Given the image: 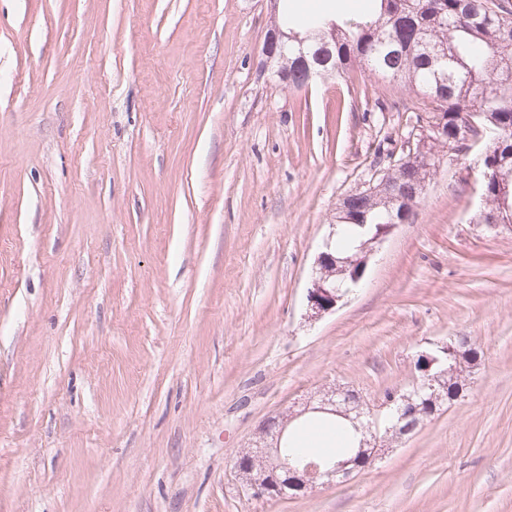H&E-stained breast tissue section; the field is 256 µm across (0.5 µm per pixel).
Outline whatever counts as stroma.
<instances>
[{
	"mask_svg": "<svg viewBox=\"0 0 512 512\" xmlns=\"http://www.w3.org/2000/svg\"><path fill=\"white\" fill-rule=\"evenodd\" d=\"M268 0H0V512H512V231L469 160L336 311L307 317L343 199L435 105L352 68L295 89ZM481 358L349 480L258 500L233 459L341 385L376 402L417 353Z\"/></svg>",
	"mask_w": 512,
	"mask_h": 512,
	"instance_id": "stroma-1",
	"label": "stroma"
}]
</instances>
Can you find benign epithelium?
<instances>
[{
  "label": "benign epithelium",
  "instance_id": "benign-epithelium-1",
  "mask_svg": "<svg viewBox=\"0 0 512 512\" xmlns=\"http://www.w3.org/2000/svg\"><path fill=\"white\" fill-rule=\"evenodd\" d=\"M287 38L288 34L277 25L268 30L262 46L266 66L277 65L285 58L284 40ZM366 193L386 194L395 201L400 199L397 189L385 177L373 180L367 186ZM394 227L393 223L377 225V232L362 245L360 251L342 260L333 256L331 245H326V250L317 258L318 271L307 290L308 307L313 315L320 316L336 309L338 302L345 296L343 284L336 281V276L347 274L351 283H358L364 275L372 245L385 239ZM463 367L465 363L460 362L449 370L433 375L427 369L424 371L423 383L415 387L414 391L398 397L393 395L374 409L364 406L354 391L338 387L327 392L323 405L314 408V411L343 416L358 424V429L371 433L377 413L385 409L386 418L394 421L386 432L402 434L418 424L419 406L415 405L414 398L428 390L429 400L438 402L441 391L448 389V380H456ZM291 419L290 414L267 418L259 428L253 446L234 458L233 466L237 475L245 490L255 498L286 499L319 484H328L340 476L347 478L358 469L360 462H373L383 451L381 445L362 439L354 453L342 459L319 456L307 461L290 456L284 445L287 442L285 432Z\"/></svg>",
  "mask_w": 512,
  "mask_h": 512
}]
</instances>
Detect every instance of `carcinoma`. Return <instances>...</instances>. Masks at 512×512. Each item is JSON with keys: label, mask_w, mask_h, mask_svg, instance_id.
Here are the masks:
<instances>
[{"label": "carcinoma", "mask_w": 512, "mask_h": 512, "mask_svg": "<svg viewBox=\"0 0 512 512\" xmlns=\"http://www.w3.org/2000/svg\"><path fill=\"white\" fill-rule=\"evenodd\" d=\"M371 13L365 19L338 23L323 14L309 18L307 40L318 35L331 43L332 58L322 74L341 75L360 65L372 75L400 81L436 104L432 116L439 131L428 143L427 154L413 165L393 164L385 172L397 187L402 203L378 195L346 197L348 221L340 229L336 255L351 256L358 246L351 236L359 225L360 237H370L376 225L392 216L410 220L419 196L418 177L428 175L426 155L435 146L448 147L455 155L485 144L476 182L488 209L475 215L485 224L494 216L512 224V181L495 179L512 171V10L492 0H369ZM299 44H287L288 78L279 81L294 88L306 86L308 68L299 63ZM477 124L481 137L463 142L462 128ZM324 431L344 436L334 420H318L303 429L306 436Z\"/></svg>", "instance_id": "1"}]
</instances>
